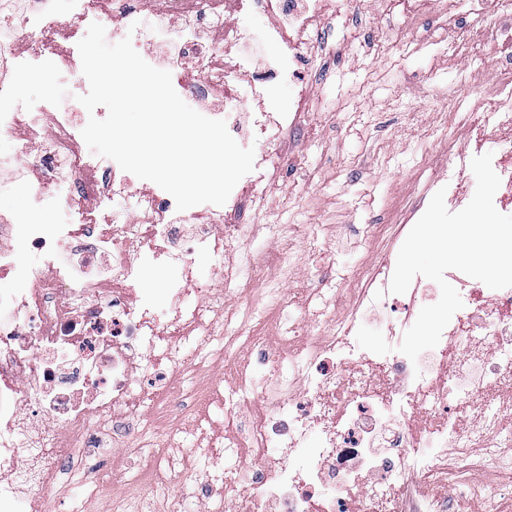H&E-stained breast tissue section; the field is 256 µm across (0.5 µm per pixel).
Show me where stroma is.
Masks as SVG:
<instances>
[{"label": "stroma", "instance_id": "stroma-1", "mask_svg": "<svg viewBox=\"0 0 512 512\" xmlns=\"http://www.w3.org/2000/svg\"><path fill=\"white\" fill-rule=\"evenodd\" d=\"M456 25L437 5L407 15L402 0H325L314 29L330 36L337 55L306 76V106L296 130L281 145L301 154L298 169L272 171L262 196L235 216L244 246L194 257L193 278L212 284L219 265L243 256L262 263L274 256L273 225L288 235L281 286L288 297L284 319L315 334L314 288H343L385 254L396 262L406 235L392 229L394 215L428 206L426 186L451 166L457 152L475 153L472 123L448 111L449 96L469 94L463 76L494 78L512 48L492 41L499 26L494 0L472 13L470 0H453ZM183 434L185 447L213 441L199 470L224 461V434L232 417L212 404ZM119 494L111 477L93 484L81 477L57 484L46 512H81L98 492Z\"/></svg>", "mask_w": 512, "mask_h": 512}]
</instances>
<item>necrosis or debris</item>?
Returning <instances> with one entry per match:
<instances>
[{"label":"necrosis or debris","instance_id":"4bbe7bcc","mask_svg":"<svg viewBox=\"0 0 512 512\" xmlns=\"http://www.w3.org/2000/svg\"><path fill=\"white\" fill-rule=\"evenodd\" d=\"M154 18L155 46L171 49L172 83L182 99L210 90L224 94V114H237L243 100L264 101L276 83L294 84L297 103L306 93L299 44L320 0H164ZM268 17L260 30L251 18ZM128 0H0V173L37 172L39 202L28 221L0 204V280L27 281L25 292L0 293V465L31 459L52 445L85 455L103 436L136 435L150 464H165L175 483L206 512L214 481L224 484L229 512H449L447 499L427 491L409 505L410 483L440 480L465 495L469 477L498 474L512 455V287L485 293L478 280L461 272L452 279L464 309L444 329L438 345L410 361L399 352L406 326L415 321L413 298L394 309L387 291L392 269L378 258L355 288L337 289L333 304L355 302L344 316L329 315L324 335L293 334L272 345L254 334L255 311L286 310L285 290L267 291L275 264L259 271L261 288L225 273L220 291L196 286L193 256L206 251L223 259L238 246L241 225L224 216L253 199L270 170L287 167L278 147L298 112L250 114L233 123L234 139L260 146L255 169L243 177L224 205L205 204L178 213L161 188L141 190L111 159L82 152L84 121L70 102L56 101L46 138L23 142L22 127L38 124L40 110L23 99L26 76L67 71L80 74L77 44L98 22L128 31L141 21ZM279 46L263 60L249 53L254 43ZM24 52H17V45ZM264 70L252 77L255 64ZM484 118L477 138L498 137L492 157L501 179L495 207L512 201V61L502 65L492 97H479ZM133 199L134 215L120 220L95 209L100 198ZM73 221L56 223L58 209ZM39 251L41 266L14 249ZM148 250L156 267L173 272L168 308L158 317L141 297L147 272L134 252ZM251 289L244 307L232 294ZM384 308L380 324L390 351L374 358L353 341L370 310ZM241 344L248 353L236 362L234 392L226 402L239 424L225 435L235 479L216 472L213 481L192 479L196 451L173 447L194 408L215 388L206 364L225 348ZM279 448L301 449L295 467L269 466ZM372 478L360 481L359 470ZM52 466L37 477L0 476V504L21 496L43 504L52 489Z\"/></svg>","mask_w":512,"mask_h":512}]
</instances>
